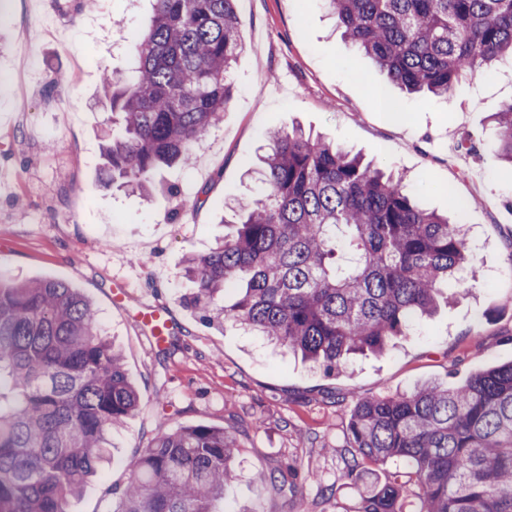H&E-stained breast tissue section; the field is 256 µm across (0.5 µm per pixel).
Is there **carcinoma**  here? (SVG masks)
<instances>
[{
	"label": "carcinoma",
	"mask_w": 512,
	"mask_h": 512,
	"mask_svg": "<svg viewBox=\"0 0 512 512\" xmlns=\"http://www.w3.org/2000/svg\"><path fill=\"white\" fill-rule=\"evenodd\" d=\"M237 0H153L134 36L135 66L102 86L113 128L103 154L112 179L148 198L161 165L229 110L243 49ZM344 36L409 93L450 97L466 75L512 60V0H324ZM496 151L512 163V102L493 113ZM262 197L230 206L236 233L185 272V304L205 322L230 320L334 371L380 354L432 315L448 279L478 280L461 226L428 211L401 180L299 128L270 133ZM238 290L231 301L220 295ZM121 353L91 302L67 284L0 275V512H70L96 476L112 431L140 409ZM236 440L159 419L130 464L110 512H230ZM386 471L359 512H512V363L459 385L432 382L354 405L345 478Z\"/></svg>",
	"instance_id": "cac0c4a2"
}]
</instances>
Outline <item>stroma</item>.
Instances as JSON below:
<instances>
[{
    "instance_id": "stroma-1",
    "label": "stroma",
    "mask_w": 512,
    "mask_h": 512,
    "mask_svg": "<svg viewBox=\"0 0 512 512\" xmlns=\"http://www.w3.org/2000/svg\"><path fill=\"white\" fill-rule=\"evenodd\" d=\"M236 9L245 48L230 108L194 144L189 167L155 171L148 199L107 183L99 133L112 118L102 80L131 67L130 35L149 25L150 0H7L0 9V169L13 176L0 188V274L79 289L141 395L140 410L112 434V462L71 512H108L162 415L173 429L204 423L234 435L224 499L235 512H358L381 469L355 484L342 476L356 400L458 384L512 362V165L498 157L489 120L512 101V64L463 79L448 98L408 95L342 37L323 0H238ZM382 95L394 111L382 110ZM296 125L402 175L427 209L464 200L458 218L480 269L474 288L441 302L385 354L354 356L330 373L237 324L203 322L184 303L194 288L186 256L233 234L225 199L261 193L256 168L269 132ZM143 304L172 318L162 348L133 320ZM277 468L295 471V494L264 480Z\"/></svg>"
}]
</instances>
